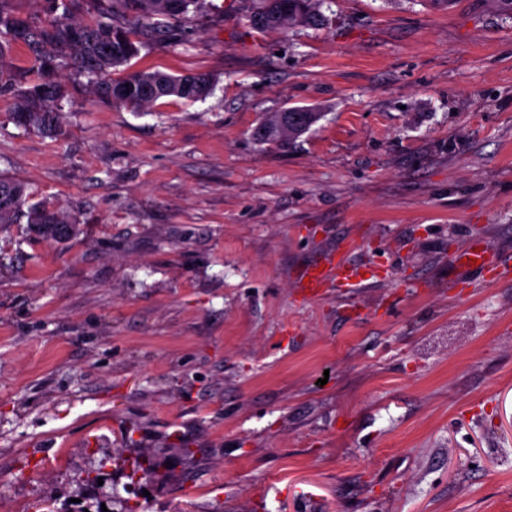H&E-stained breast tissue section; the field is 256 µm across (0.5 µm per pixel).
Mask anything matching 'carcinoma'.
<instances>
[{
	"label": "carcinoma",
	"instance_id": "obj_1",
	"mask_svg": "<svg viewBox=\"0 0 512 512\" xmlns=\"http://www.w3.org/2000/svg\"><path fill=\"white\" fill-rule=\"evenodd\" d=\"M77 0H49L52 13H60L49 24L33 28L26 21L0 9V33L13 42H23L35 52V65L47 72L71 65L92 80L96 93L115 103L150 108L159 100L177 97L194 102L212 91V78L206 73L173 76L159 71H135L122 78L123 93L112 94L111 69L127 64L136 57L144 43L139 32L155 30L162 18H184L200 0H107L100 19L93 25L66 23ZM323 0H255L250 21H262L261 27L278 29L287 24L319 26L325 17L320 11ZM63 96L61 86L52 80L28 89H19V110L12 118L19 124L43 133L59 129L53 103ZM298 119L284 122L278 112L257 129L258 140L290 143L319 119V113L295 108ZM0 194L11 203L0 206V224L15 223L26 198L25 188L0 178ZM28 230L43 240L65 243L79 228L60 210L46 206L28 211Z\"/></svg>",
	"mask_w": 512,
	"mask_h": 512
}]
</instances>
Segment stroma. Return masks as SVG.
<instances>
[{
	"label": "stroma",
	"mask_w": 512,
	"mask_h": 512,
	"mask_svg": "<svg viewBox=\"0 0 512 512\" xmlns=\"http://www.w3.org/2000/svg\"><path fill=\"white\" fill-rule=\"evenodd\" d=\"M252 7L206 0L116 71L209 74L196 102L116 106L62 69L51 137L0 89V175L79 227L0 225V512H512V281L452 261L482 238L512 264V16ZM0 69L41 81L22 43ZM292 107L321 118L255 139ZM334 252L383 280L301 300ZM250 22L260 19L261 28L278 29L287 24L319 26L325 22L320 11L323 0H253ZM293 109L298 119L288 120V123H285L282 119L283 112H278L260 125L255 132L257 139L263 142L290 143L307 132L320 116L319 112H312L308 108L293 107Z\"/></svg>",
	"instance_id": "obj_1"
}]
</instances>
